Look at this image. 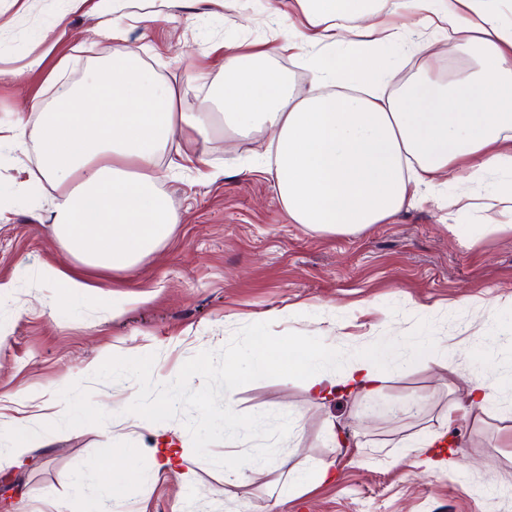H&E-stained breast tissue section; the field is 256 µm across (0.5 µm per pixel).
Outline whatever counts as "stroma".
<instances>
[{
  "instance_id": "35a3bbf8",
  "label": "stroma",
  "mask_w": 512,
  "mask_h": 512,
  "mask_svg": "<svg viewBox=\"0 0 512 512\" xmlns=\"http://www.w3.org/2000/svg\"><path fill=\"white\" fill-rule=\"evenodd\" d=\"M289 0H183L176 25L133 30L132 43L156 79L176 87L182 109H214L224 48H258L271 36V19ZM0 119L38 123L37 105L59 85L82 82L108 56L106 35L89 36L90 19L66 0H42L35 11L22 0H0ZM62 34L51 52L41 35ZM44 53L40 68L13 79L28 54ZM264 136L217 130L205 144L178 138L159 162L158 186L176 214L165 247L113 283L99 287L79 311L40 271L66 257L46 223L55 195L50 185L21 186L35 169L36 149L16 160L0 156V427L23 419L24 435L41 448L15 460L0 456V478L14 487L0 512H86L103 451L136 461L117 471L130 512H512V389L477 414L449 412L464 401L469 377L494 385L512 377V232L489 224L512 222V177L488 172L472 182L471 206L450 215L448 204L422 190V200L384 224L355 235H322L292 223L268 174L251 167ZM221 169L208 181L200 170ZM125 297L109 311L112 293ZM486 300L489 330L473 335L471 300ZM270 322L273 333L335 335L336 371L356 358L393 346L407 359L371 397L345 394L321 401L299 383L264 379L237 388L239 413H286L302 431L282 443L280 455L329 465L332 481L290 500L275 462L225 488L224 472L183 443L181 466L193 480L155 471L156 426H130L114 397L131 380H95L108 357L154 354L162 370L205 350L224 347L241 327ZM428 336L465 340L464 350H423ZM444 433L431 448L439 465L418 464L415 445Z\"/></svg>"
}]
</instances>
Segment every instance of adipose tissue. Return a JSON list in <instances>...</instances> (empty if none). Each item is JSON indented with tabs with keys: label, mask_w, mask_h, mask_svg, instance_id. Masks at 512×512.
<instances>
[{
	"label": "adipose tissue",
	"mask_w": 512,
	"mask_h": 512,
	"mask_svg": "<svg viewBox=\"0 0 512 512\" xmlns=\"http://www.w3.org/2000/svg\"><path fill=\"white\" fill-rule=\"evenodd\" d=\"M176 2L99 0L88 11L108 19L109 60L39 108L42 163L27 183L58 190L48 228L73 265L44 267L42 276L69 301L92 292L78 268L123 273L169 242L177 218L155 169L179 135L204 143L220 126L265 134L262 161L290 219L328 235L386 223L420 189L441 194L452 180L512 173V24L501 23L486 0H295L297 22L274 29L264 50L225 51L218 112L178 109L173 86L160 84L130 44L134 28L173 23ZM426 22L437 31L417 45L428 66L394 86L385 52ZM447 42L478 58L445 83L430 63ZM279 54L302 58L314 93L294 95L272 62ZM90 200L97 204L92 223L84 219ZM291 351L284 362L254 350L251 375L279 370L323 401L376 392L383 380L376 357L339 375L331 368L334 344Z\"/></svg>",
	"instance_id": "obj_1"
}]
</instances>
